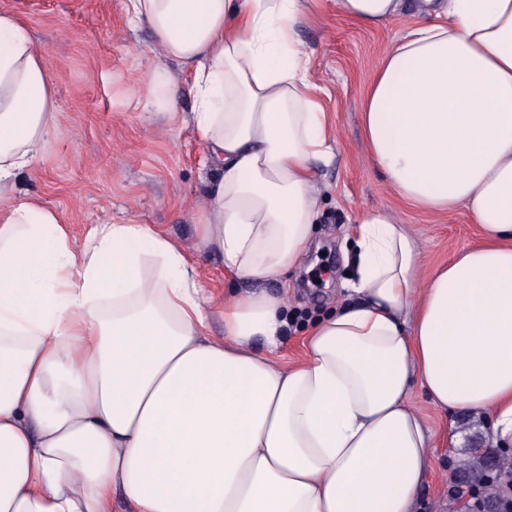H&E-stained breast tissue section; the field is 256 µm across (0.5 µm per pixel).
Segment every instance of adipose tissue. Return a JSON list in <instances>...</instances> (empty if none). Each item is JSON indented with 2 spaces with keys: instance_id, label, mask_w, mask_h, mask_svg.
I'll list each match as a JSON object with an SVG mask.
<instances>
[{
  "instance_id": "adipose-tissue-1",
  "label": "adipose tissue",
  "mask_w": 512,
  "mask_h": 512,
  "mask_svg": "<svg viewBox=\"0 0 512 512\" xmlns=\"http://www.w3.org/2000/svg\"><path fill=\"white\" fill-rule=\"evenodd\" d=\"M189 74L216 176L204 251L254 290H206L180 243L147 224L78 237L19 192L54 122L46 60L0 9V512H414L430 435L411 405L492 418L512 438V0H127ZM407 16L361 102L370 160L415 207L465 208L478 241L421 277L382 211L351 247L346 303L304 357L273 354L284 295L263 285L304 254L317 164L335 128L300 28ZM152 264L156 277L141 274Z\"/></svg>"
}]
</instances>
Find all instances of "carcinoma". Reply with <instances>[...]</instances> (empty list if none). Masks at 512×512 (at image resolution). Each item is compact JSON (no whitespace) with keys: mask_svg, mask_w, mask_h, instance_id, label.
Returning a JSON list of instances; mask_svg holds the SVG:
<instances>
[{"mask_svg":"<svg viewBox=\"0 0 512 512\" xmlns=\"http://www.w3.org/2000/svg\"><path fill=\"white\" fill-rule=\"evenodd\" d=\"M504 453L469 449L467 458L460 469L464 473L465 484L473 488L477 495L471 502V512H508L512 504V463H507Z\"/></svg>","mask_w":512,"mask_h":512,"instance_id":"obj_1","label":"carcinoma"}]
</instances>
